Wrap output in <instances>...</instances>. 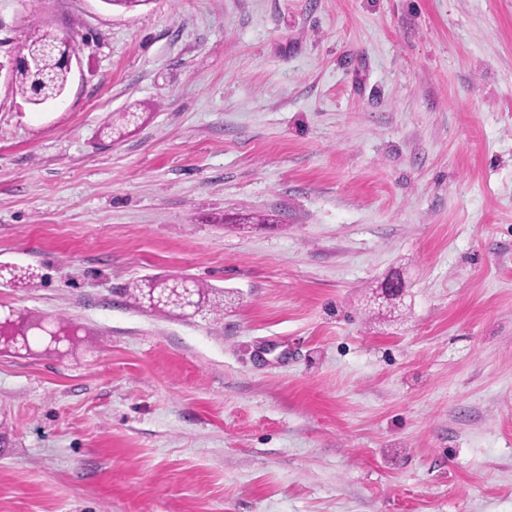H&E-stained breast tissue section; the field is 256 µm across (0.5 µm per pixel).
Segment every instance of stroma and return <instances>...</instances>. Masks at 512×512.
I'll use <instances>...</instances> for the list:
<instances>
[{
	"label": "stroma",
	"mask_w": 512,
	"mask_h": 512,
	"mask_svg": "<svg viewBox=\"0 0 512 512\" xmlns=\"http://www.w3.org/2000/svg\"><path fill=\"white\" fill-rule=\"evenodd\" d=\"M37 24L0 311L79 331L0 350V512H512V0H0V62ZM11 59L16 61L9 67V79H11V74L16 66L30 62L28 53L21 47ZM69 74L70 72L55 62L52 57H43L40 73H31L17 68L12 74L11 83L17 95L31 104L40 105L64 92ZM182 283L178 278H152L145 279L133 288V300L141 308H148L153 311L175 312L182 317H195L206 311V294L208 289L199 288L196 282L187 277H181ZM176 282L182 286L186 284L188 288H172L168 298L178 304H185L190 297V288L192 291L191 307L182 308L177 305H165L158 301L159 295L165 288H171Z\"/></svg>",
	"instance_id": "obj_1"
}]
</instances>
